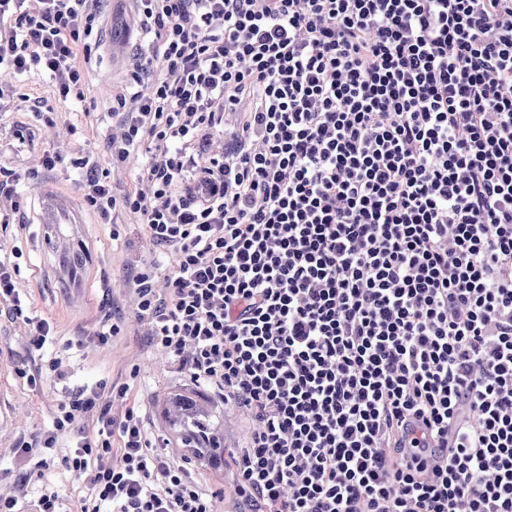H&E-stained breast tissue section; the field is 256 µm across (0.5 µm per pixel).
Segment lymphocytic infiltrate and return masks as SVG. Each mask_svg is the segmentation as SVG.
<instances>
[{"label":"lymphocytic infiltrate","mask_w":512,"mask_h":512,"mask_svg":"<svg viewBox=\"0 0 512 512\" xmlns=\"http://www.w3.org/2000/svg\"><path fill=\"white\" fill-rule=\"evenodd\" d=\"M138 3L151 40L106 148L149 188L79 189L172 254L125 284L151 345L252 423L248 512H512V0ZM96 17L0 0V72L72 109ZM228 112L223 158H196ZM111 410L60 406L18 463L92 417L63 460L79 512H216Z\"/></svg>","instance_id":"f902f5d3"}]
</instances>
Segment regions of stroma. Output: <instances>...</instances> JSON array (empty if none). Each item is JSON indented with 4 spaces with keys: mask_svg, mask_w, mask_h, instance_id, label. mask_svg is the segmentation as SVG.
Here are the masks:
<instances>
[{
    "mask_svg": "<svg viewBox=\"0 0 512 512\" xmlns=\"http://www.w3.org/2000/svg\"><path fill=\"white\" fill-rule=\"evenodd\" d=\"M140 19L132 0H102L85 63L84 109L60 112L54 126L44 125L33 113V99L56 105L52 83L35 79L15 84L13 112L0 121V168L23 178L21 208L10 224L0 223V255L15 256V285L31 317L49 321L53 334L42 350L29 348L28 327L0 305V490H19L20 502L52 486L63 499L65 512H78L86 488L74 480L62 458L68 452L71 434L59 439L46 462L30 460L18 465L13 447L19 440L36 439L52 425L60 405L77 399L85 390L103 387V401L125 389L123 407L138 411L147 434L160 441L169 438L163 417L164 401L173 393L190 392L208 409L223 415L231 434V448L243 445L247 431L237 411L208 387L193 385L164 355L149 343L148 328L135 318V300L124 285L134 262L169 266L170 252L153 248L144 228L135 219L120 215L117 225L100 223L84 211L81 224L61 225L69 240L57 248L45 242L38 188L51 181L60 190L78 194L86 177L83 169L43 170L45 152L59 151L66 157H89L99 172H113L121 189L136 184L133 169L113 171L105 145L112 136V98L121 93L125 69H112L111 46L124 43L138 52ZM118 318L121 331L107 345H99L96 332L108 318ZM62 361L65 379L53 377V361ZM41 370L42 378L30 384L27 372ZM196 477L206 489L216 492L219 512H244L235 493L238 475L229 465L213 468L192 457Z\"/></svg>",
    "mask_w": 512,
    "mask_h": 512,
    "instance_id": "stroma-1",
    "label": "stroma"
}]
</instances>
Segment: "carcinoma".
<instances>
[{"mask_svg": "<svg viewBox=\"0 0 512 512\" xmlns=\"http://www.w3.org/2000/svg\"><path fill=\"white\" fill-rule=\"evenodd\" d=\"M173 411L167 412V425L176 444L189 448L212 465L224 462V436L213 415L201 409L189 393L171 397Z\"/></svg>", "mask_w": 512, "mask_h": 512, "instance_id": "cac0c4a2", "label": "carcinoma"}]
</instances>
